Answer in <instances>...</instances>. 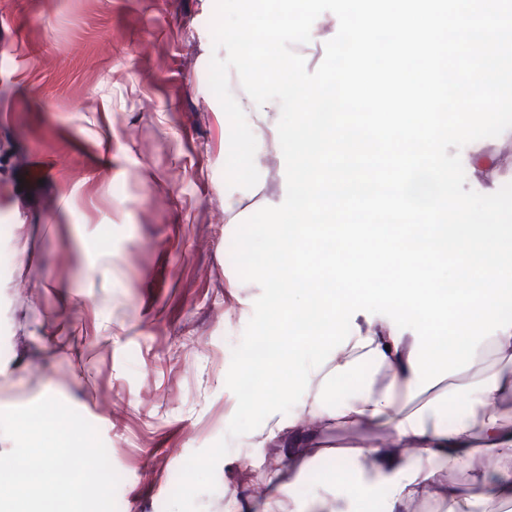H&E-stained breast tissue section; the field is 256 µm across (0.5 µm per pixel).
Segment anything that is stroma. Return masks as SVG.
Here are the masks:
<instances>
[{
	"mask_svg": "<svg viewBox=\"0 0 512 512\" xmlns=\"http://www.w3.org/2000/svg\"><path fill=\"white\" fill-rule=\"evenodd\" d=\"M214 9L0 0V410L54 396L86 418L118 512H165L184 463L225 437L261 288L233 265L224 203L249 217L286 195L274 153L255 187L226 183ZM276 453L261 427L230 439L202 512L261 500L253 470Z\"/></svg>",
	"mask_w": 512,
	"mask_h": 512,
	"instance_id": "obj_1",
	"label": "stroma"
}]
</instances>
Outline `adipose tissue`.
Here are the masks:
<instances>
[{"mask_svg": "<svg viewBox=\"0 0 512 512\" xmlns=\"http://www.w3.org/2000/svg\"><path fill=\"white\" fill-rule=\"evenodd\" d=\"M315 3L279 0L288 27H265L264 41H278L287 30L302 43L320 41L325 23L316 18ZM483 344L498 363L496 371L472 368L449 376L416 408L410 401L415 383L410 364L413 340L397 331L390 318L367 320L347 347L312 374L300 412L288 421H275V430H289L293 444L287 469L256 474L257 482L269 489L260 512H288L282 495L288 483L296 482L326 455L322 434L327 430L344 434L371 430L379 439L368 447L336 449L337 460L350 461L351 469L338 471L333 491L317 492L289 512H338L349 498L361 499L362 512H411L415 503L426 500L445 505L447 512H475L477 506L490 508L511 500L512 413L503 404L512 402V329L484 339ZM365 363L373 367V376L342 403L327 407L325 394L331 384ZM450 397L458 398L459 410L446 421L438 408ZM459 469L474 472V479L456 487L441 483L442 472ZM487 470L498 477L491 492L481 479Z\"/></svg>", "mask_w": 512, "mask_h": 512, "instance_id": "1", "label": "adipose tissue"}]
</instances>
